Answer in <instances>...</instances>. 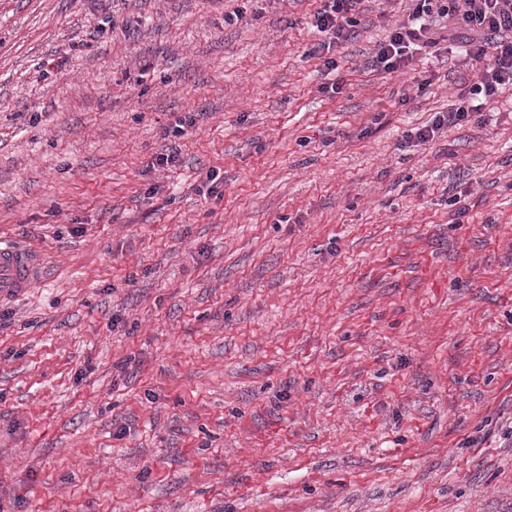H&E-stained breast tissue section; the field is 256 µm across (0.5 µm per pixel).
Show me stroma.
<instances>
[{
	"mask_svg": "<svg viewBox=\"0 0 512 512\" xmlns=\"http://www.w3.org/2000/svg\"><path fill=\"white\" fill-rule=\"evenodd\" d=\"M319 5L0 0V512H512V96ZM322 5L314 12L310 25L324 35L322 42L317 43L310 53L323 58L326 70L337 69L336 59L325 56L331 53L333 47L352 41L357 37L358 25L355 15L362 0H320ZM329 71V72H330ZM43 276L39 255L0 239V302L33 288Z\"/></svg>",
	"mask_w": 512,
	"mask_h": 512,
	"instance_id": "stroma-1",
	"label": "stroma"
}]
</instances>
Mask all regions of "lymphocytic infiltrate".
<instances>
[{
	"instance_id": "1",
	"label": "lymphocytic infiltrate",
	"mask_w": 512,
	"mask_h": 512,
	"mask_svg": "<svg viewBox=\"0 0 512 512\" xmlns=\"http://www.w3.org/2000/svg\"><path fill=\"white\" fill-rule=\"evenodd\" d=\"M361 2L321 0L314 12L310 25L323 40L312 52L322 57L325 69L337 68L331 50L356 37ZM461 30L468 34L466 58L481 65L479 79L459 94L453 109L412 132L417 143L433 141L442 128L460 124L490 98L512 90V0H410L407 17L391 24L368 61L374 70L405 73L416 56L431 53L447 33Z\"/></svg>"
}]
</instances>
